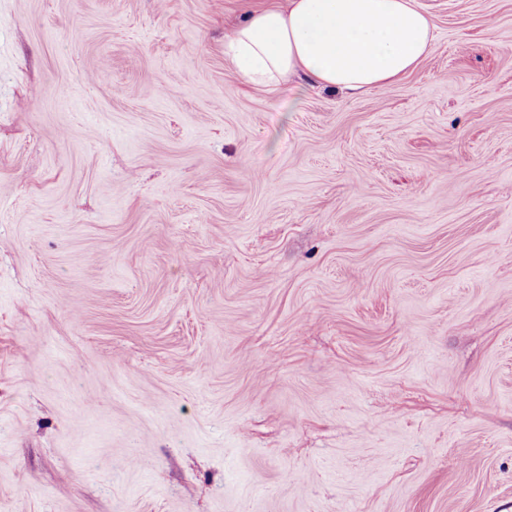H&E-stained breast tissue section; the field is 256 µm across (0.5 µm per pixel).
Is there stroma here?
I'll use <instances>...</instances> for the list:
<instances>
[{"label": "stroma", "mask_w": 512, "mask_h": 512, "mask_svg": "<svg viewBox=\"0 0 512 512\" xmlns=\"http://www.w3.org/2000/svg\"><path fill=\"white\" fill-rule=\"evenodd\" d=\"M276 2L0 0V512H512V0L363 93Z\"/></svg>", "instance_id": "obj_1"}]
</instances>
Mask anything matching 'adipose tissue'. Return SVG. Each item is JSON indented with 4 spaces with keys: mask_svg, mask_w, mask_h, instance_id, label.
I'll return each mask as SVG.
<instances>
[{
    "mask_svg": "<svg viewBox=\"0 0 512 512\" xmlns=\"http://www.w3.org/2000/svg\"><path fill=\"white\" fill-rule=\"evenodd\" d=\"M433 28L414 0H287L238 23L224 55L256 85L301 76L321 88L371 90L414 69L432 50Z\"/></svg>",
    "mask_w": 512,
    "mask_h": 512,
    "instance_id": "ef3b65f1",
    "label": "adipose tissue"
}]
</instances>
